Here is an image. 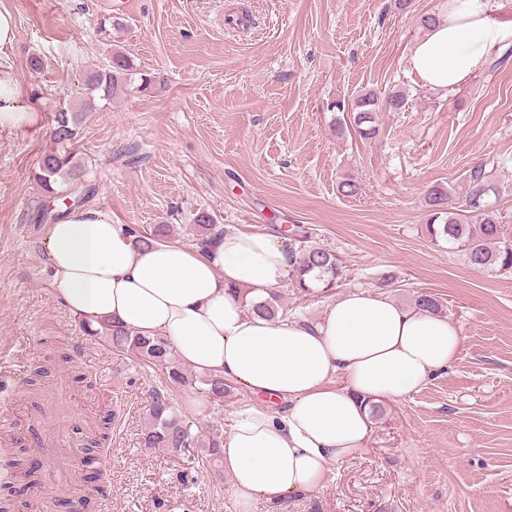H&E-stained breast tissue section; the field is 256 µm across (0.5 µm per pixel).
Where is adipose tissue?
Returning a JSON list of instances; mask_svg holds the SVG:
<instances>
[{
  "mask_svg": "<svg viewBox=\"0 0 512 512\" xmlns=\"http://www.w3.org/2000/svg\"><path fill=\"white\" fill-rule=\"evenodd\" d=\"M491 11V0H448L411 55L425 87L450 90L473 75L504 35ZM37 112L1 67L0 126L30 124ZM133 240L129 225L95 206L50 225L54 294L92 328L109 321L165 337L181 365L265 397L236 412L221 450L240 512L259 497L324 487L333 462L365 450L371 404L418 391L458 358L453 321L381 294L347 291L314 322L252 313L236 290L261 300L287 283L296 263L288 239L229 227L203 246L138 249Z\"/></svg>",
  "mask_w": 512,
  "mask_h": 512,
  "instance_id": "ef3b65f1",
  "label": "adipose tissue"
}]
</instances>
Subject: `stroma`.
Segmentation results:
<instances>
[{"mask_svg":"<svg viewBox=\"0 0 512 512\" xmlns=\"http://www.w3.org/2000/svg\"><path fill=\"white\" fill-rule=\"evenodd\" d=\"M448 0H0L17 39L0 49L40 102L36 120L0 128V433L27 447L46 389L64 377L81 434L110 417L111 471L93 500L99 512H237L228 479L198 460L197 449L146 448L151 389L164 374L105 340L54 296L37 215L46 198L34 178L51 145L60 104L82 100L84 77L115 51L126 53L156 87L98 105L81 125L76 159L95 186L92 203L120 224L171 225L167 240L190 245L194 217L273 235L298 226L339 258L333 290L306 297L280 288L289 312L315 320L347 290L376 291L404 305L434 295L463 336L457 361L426 387L385 401L364 453L332 466L325 488L249 512H512V272L471 268L425 230L424 197L483 166L497 191L487 203L512 215V0L494 12L508 31L471 79L452 91L424 87L410 65L423 37L420 19ZM248 13V27L225 17ZM124 28L102 32L101 20ZM42 57L34 72L30 56ZM402 90V111L380 115L376 138L336 129V99ZM361 186L346 197L344 178ZM84 349L93 369L62 364L58 349ZM44 376L33 377L35 368ZM35 378L26 386V378ZM180 414L201 430L229 429L256 396L231 386L223 405L172 387ZM87 471L69 480L40 468L39 494H10L18 478L0 473L9 512H41L45 497L70 512Z\"/></svg>","mask_w":512,"mask_h":512,"instance_id":"35a3bbf8","label":"stroma"}]
</instances>
